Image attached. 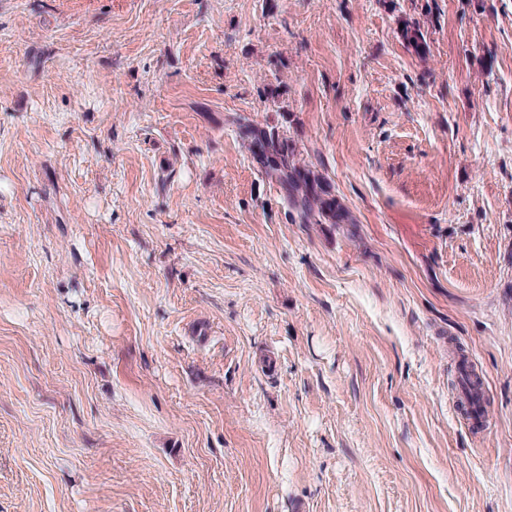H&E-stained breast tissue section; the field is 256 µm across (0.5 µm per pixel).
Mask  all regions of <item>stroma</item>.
Returning <instances> with one entry per match:
<instances>
[{
    "instance_id": "obj_1",
    "label": "stroma",
    "mask_w": 512,
    "mask_h": 512,
    "mask_svg": "<svg viewBox=\"0 0 512 512\" xmlns=\"http://www.w3.org/2000/svg\"><path fill=\"white\" fill-rule=\"evenodd\" d=\"M0 512H512V0H0ZM237 122L258 171L284 191L283 198L293 222L334 227L353 223L350 212L338 201L324 178L297 158V142L287 125L259 126L246 119ZM257 146L265 153L279 156L281 168L267 167L256 152Z\"/></svg>"
}]
</instances>
